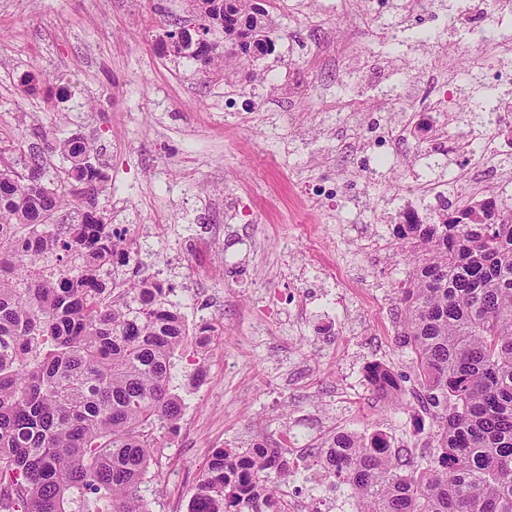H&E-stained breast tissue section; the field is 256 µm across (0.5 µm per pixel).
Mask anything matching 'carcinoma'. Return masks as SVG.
Here are the masks:
<instances>
[{"label": "carcinoma", "mask_w": 512, "mask_h": 512, "mask_svg": "<svg viewBox=\"0 0 512 512\" xmlns=\"http://www.w3.org/2000/svg\"><path fill=\"white\" fill-rule=\"evenodd\" d=\"M224 51L266 54L269 10L255 0H190ZM54 184L44 158L0 146V512H149L146 474L178 429L171 369L188 336L170 289L108 286L137 244L99 208L108 176L71 137ZM413 268L397 289L396 346L436 413L419 455L375 434H333L313 467L355 512H512V210L463 203L438 224L396 225ZM372 387H397L381 366ZM276 478H271V475ZM279 448L213 451L189 512H289Z\"/></svg>", "instance_id": "carcinoma-1"}]
</instances>
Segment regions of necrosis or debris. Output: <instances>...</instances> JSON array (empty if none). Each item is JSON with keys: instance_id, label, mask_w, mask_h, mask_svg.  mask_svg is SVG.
<instances>
[{"instance_id": "4bbe7bcc", "label": "necrosis or debris", "mask_w": 512, "mask_h": 512, "mask_svg": "<svg viewBox=\"0 0 512 512\" xmlns=\"http://www.w3.org/2000/svg\"><path fill=\"white\" fill-rule=\"evenodd\" d=\"M336 3L352 14L369 18L384 38L397 36L407 19L436 9V0H405L403 10L389 17L374 10L371 0ZM475 17L479 29L476 40L436 39L435 48L419 73L407 76L409 94L405 107L397 109V117L388 114L389 109H395V97L384 91L378 98L383 114L368 122L366 136L348 133L358 123L357 110H348L340 118L346 131L344 146L385 163L396 156L401 144L410 140L416 114L428 113L430 122L422 152L440 170L450 165L456 169L455 176L447 178L440 174L419 183L420 196L430 211H445L455 199V187L460 183L468 186L467 198L471 201L486 199L491 188L497 194L512 196V151L502 149L498 143L502 127L512 124V98L502 95L487 80L490 66L512 64V0H484ZM460 56L470 62L465 82L472 97L491 100L492 107L480 124L452 128L448 125V89L456 84L454 62Z\"/></svg>"}]
</instances>
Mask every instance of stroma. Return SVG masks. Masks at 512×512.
I'll return each mask as SVG.
<instances>
[{
  "label": "stroma",
  "mask_w": 512,
  "mask_h": 512,
  "mask_svg": "<svg viewBox=\"0 0 512 512\" xmlns=\"http://www.w3.org/2000/svg\"><path fill=\"white\" fill-rule=\"evenodd\" d=\"M472 4L437 0L438 18L414 20L398 42L337 68L325 59L338 39L369 43L364 19L334 13L316 31L278 11L271 55L204 71L164 48L167 31L195 24L189 0H0V140L37 152L77 135L93 143L108 175L107 223L133 238L140 225L155 228L118 287L171 269L189 328L205 319L219 330L204 347L187 340L176 360L184 410L149 470L150 512L189 501L218 448L260 442L309 462L338 432L429 448L435 420L416 398L418 371L394 342L393 320L410 271L393 229L420 206L409 187L423 168L367 167L341 149L330 113L340 97L373 109L379 89L428 55L416 35L458 36L454 17ZM27 73L38 83L25 95ZM316 81L324 100L310 93ZM312 177L340 181L339 196L310 198ZM352 201L369 223H340ZM217 224L224 253L197 278L184 242ZM328 268L342 279H324ZM267 297L284 312L258 334ZM372 364L394 373L398 398L374 392Z\"/></svg>",
  "instance_id": "obj_1"
}]
</instances>
